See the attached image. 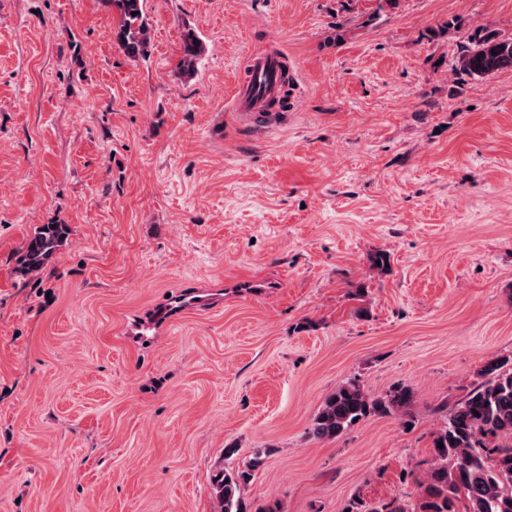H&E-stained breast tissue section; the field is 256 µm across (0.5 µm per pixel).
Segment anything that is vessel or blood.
<instances>
[{"label": "vessel or blood", "instance_id": "b4317fda", "mask_svg": "<svg viewBox=\"0 0 512 512\" xmlns=\"http://www.w3.org/2000/svg\"><path fill=\"white\" fill-rule=\"evenodd\" d=\"M284 67V52L279 48L248 58L247 75L233 85L230 94L232 112L239 123L264 133L275 128V109L284 89ZM213 302L212 296L192 291L174 301L170 315L175 318L188 310H204Z\"/></svg>", "mask_w": 512, "mask_h": 512}]
</instances>
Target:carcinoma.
Returning <instances> with one entry per match:
<instances>
[{
  "label": "carcinoma",
  "instance_id": "cac0c4a2",
  "mask_svg": "<svg viewBox=\"0 0 512 512\" xmlns=\"http://www.w3.org/2000/svg\"><path fill=\"white\" fill-rule=\"evenodd\" d=\"M119 21L117 43L130 58L146 57L149 23L145 0H105ZM204 52L202 40L192 29L183 35L180 69L190 75ZM461 80L480 81L503 70H512V39H503L484 28L466 34L455 57ZM66 235L62 224L35 229L19 262L23 269L43 266ZM479 381L447 410L445 420L432 434L434 465L416 500L396 496L370 503L354 497L349 512H512V358L488 360L479 370ZM412 393L397 387L375 398L356 378L328 394L314 415L308 434L317 440H334L371 414L406 409ZM262 465L257 454L236 469H220L213 486L219 512H244L242 490L252 472Z\"/></svg>",
  "mask_w": 512,
  "mask_h": 512
}]
</instances>
